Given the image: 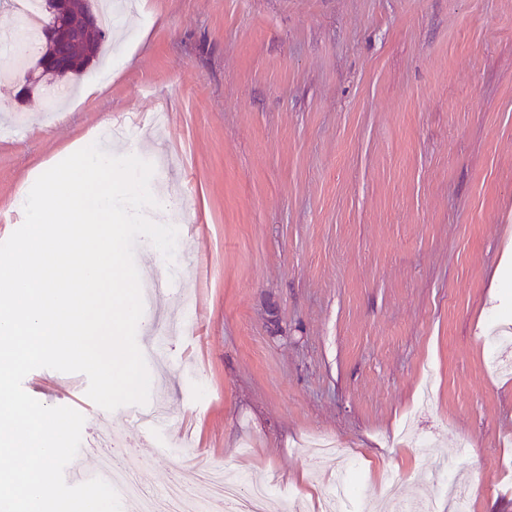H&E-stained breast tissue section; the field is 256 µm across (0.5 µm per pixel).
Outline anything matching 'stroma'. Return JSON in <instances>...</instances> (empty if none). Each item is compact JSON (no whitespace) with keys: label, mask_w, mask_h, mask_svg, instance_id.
Instances as JSON below:
<instances>
[{"label":"stroma","mask_w":512,"mask_h":512,"mask_svg":"<svg viewBox=\"0 0 512 512\" xmlns=\"http://www.w3.org/2000/svg\"><path fill=\"white\" fill-rule=\"evenodd\" d=\"M104 58L112 81L58 121L0 83V240L40 166L85 137L154 163L185 233L172 261L135 246L150 402L168 429L108 420L147 491L208 501L201 466L275 512H319L344 452L351 512L393 475L399 500L469 490L512 512V291L491 280L512 242V0H135ZM80 373L24 390L83 414L75 470L103 456Z\"/></svg>","instance_id":"35a3bbf8"}]
</instances>
